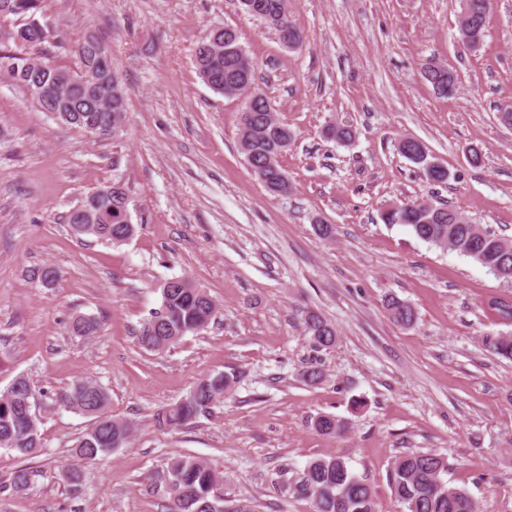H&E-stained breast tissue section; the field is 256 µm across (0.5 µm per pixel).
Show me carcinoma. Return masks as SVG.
<instances>
[{"instance_id":"cac0c4a2","label":"carcinoma","mask_w":512,"mask_h":512,"mask_svg":"<svg viewBox=\"0 0 512 512\" xmlns=\"http://www.w3.org/2000/svg\"><path fill=\"white\" fill-rule=\"evenodd\" d=\"M42 0H0V73L7 75L25 91L42 86L52 100L68 112L67 125L78 127L102 139L122 131L126 108V89L118 72H104L94 66L87 50L88 41L75 46L59 39L53 48L75 57L77 67L58 64L41 39ZM267 12L258 16L266 28L280 35L279 25L288 26V34L303 43L302 32L293 25L288 0H251ZM488 9L473 14L466 29L484 40ZM195 65L202 81L214 92L226 97L247 96L240 117L239 147L253 173L273 193L291 190L280 158L295 139L294 130L279 120L276 113L253 100L250 89L256 84L255 64L240 44L238 31L229 26L215 35L210 31L195 52ZM426 80L441 96L458 90L459 75L448 67L428 64ZM327 137L349 142L356 131L349 125H331ZM81 207L98 212L97 224L83 223L80 207L67 215L75 235L120 244L128 240L127 225L120 219L129 207L127 189L114 183L103 185L80 201ZM386 224H401L418 239L442 249H450L487 268L498 279L512 282V239L499 235L481 224H474L457 209L445 204L422 203L398 206L381 214ZM161 305L147 317L137 335L141 349L164 352L176 348L189 334L205 330L220 313L217 302L207 291L185 277H173L161 288ZM393 322L410 325L416 319L414 309L400 300L387 304ZM302 332L311 345L329 349L336 344L335 325L320 314L307 310L301 316ZM71 329L80 336L97 332L98 323L79 316ZM490 352L512 360V332L485 337ZM234 380L224 373L210 374L199 380L186 396V404L174 403L158 415V423L177 428L193 422L207 412L232 388ZM64 409L91 419L87 431L72 448L73 456L92 461L99 455L127 445L133 436L131 424L108 415L109 392L89 379H80L57 395ZM35 393L29 379L16 376L0 391V448L30 457L42 448ZM313 428L324 435L346 430L347 423L331 414L312 419ZM447 460L433 452L410 451L396 456L391 470V484L402 512H476L470 492L445 479ZM151 489L168 496L169 512H257L250 501L227 498L224 479L209 463L193 456H176L150 483ZM293 495L310 500L313 512H376L371 487L349 465L336 456L314 458L307 462L299 480L288 487Z\"/></svg>"}]
</instances>
